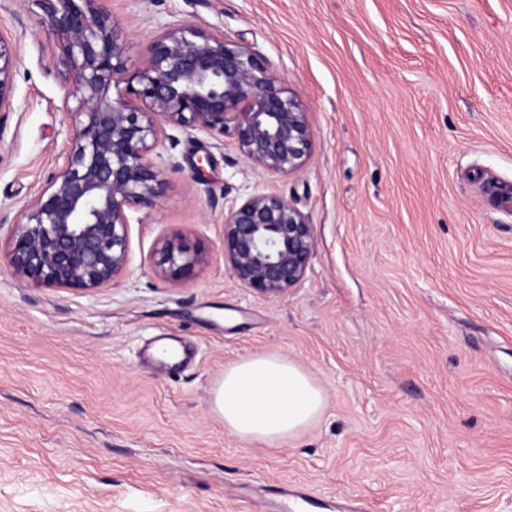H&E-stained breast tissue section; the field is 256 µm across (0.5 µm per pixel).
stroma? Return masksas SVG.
<instances>
[{
    "mask_svg": "<svg viewBox=\"0 0 512 512\" xmlns=\"http://www.w3.org/2000/svg\"><path fill=\"white\" fill-rule=\"evenodd\" d=\"M130 67L195 23L281 74L312 133L272 174L168 128L170 187L131 213L124 273L40 288L0 248V512H512V0H111ZM31 0H0V225L63 165L71 113ZM257 193L313 224L302 280L264 295L222 256ZM181 239L178 284L153 265ZM159 336L185 368L147 355ZM277 353L323 387L300 437L244 444L211 409L226 366ZM3 60V64H2ZM13 103L12 63L0 47V112L9 111ZM153 260L158 274L174 283L187 278L200 261L197 254H191L181 243L173 239H163L158 243Z\"/></svg>",
    "mask_w": 512,
    "mask_h": 512,
    "instance_id": "stroma-1",
    "label": "stroma"
}]
</instances>
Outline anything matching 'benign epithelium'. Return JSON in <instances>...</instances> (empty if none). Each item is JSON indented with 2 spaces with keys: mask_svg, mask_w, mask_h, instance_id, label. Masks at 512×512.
Here are the masks:
<instances>
[{
  "mask_svg": "<svg viewBox=\"0 0 512 512\" xmlns=\"http://www.w3.org/2000/svg\"><path fill=\"white\" fill-rule=\"evenodd\" d=\"M54 35L71 113L72 148L8 234L7 264L45 288L98 290L124 273L130 212L150 214L169 188L153 151L175 127L232 137L249 162L275 174L299 170L312 147L300 103L283 77L248 49L194 24L171 27L131 72L105 0H31ZM125 85L113 96L112 88ZM13 103L12 63L0 51V112ZM314 225L284 197L257 193L224 216L222 251L239 283L279 295L304 276ZM158 274L187 278L199 256L164 239Z\"/></svg>",
  "mask_w": 512,
  "mask_h": 512,
  "instance_id": "benign-epithelium-1",
  "label": "benign epithelium"
}]
</instances>
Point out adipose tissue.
I'll use <instances>...</instances> for the list:
<instances>
[{
	"label": "adipose tissue",
	"instance_id": "adipose-tissue-1",
	"mask_svg": "<svg viewBox=\"0 0 512 512\" xmlns=\"http://www.w3.org/2000/svg\"><path fill=\"white\" fill-rule=\"evenodd\" d=\"M325 402L323 388L305 368L285 356L263 354L225 367L212 410L241 441L274 445L308 430Z\"/></svg>",
	"mask_w": 512,
	"mask_h": 512
}]
</instances>
